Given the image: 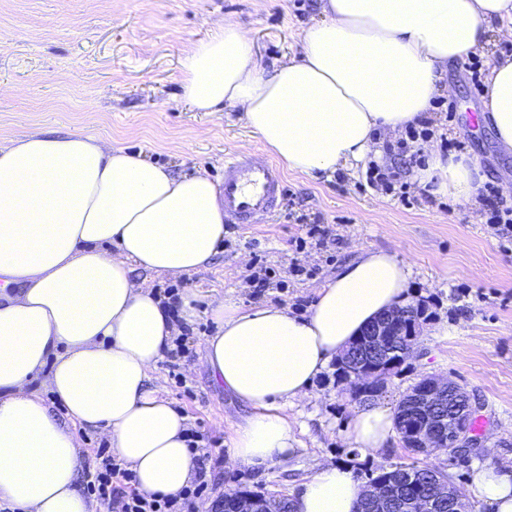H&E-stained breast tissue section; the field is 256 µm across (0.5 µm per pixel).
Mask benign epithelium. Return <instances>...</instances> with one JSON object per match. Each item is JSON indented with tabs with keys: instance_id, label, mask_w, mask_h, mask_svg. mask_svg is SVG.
<instances>
[{
	"instance_id": "obj_1",
	"label": "benign epithelium",
	"mask_w": 512,
	"mask_h": 512,
	"mask_svg": "<svg viewBox=\"0 0 512 512\" xmlns=\"http://www.w3.org/2000/svg\"><path fill=\"white\" fill-rule=\"evenodd\" d=\"M409 317L403 310L394 308L380 315L361 333V339L351 343L343 354L356 356L360 364L346 378L354 382L369 374L385 380L395 365L404 361L410 349L394 343L400 325ZM410 405L416 412V420L400 427L403 444L408 448L430 455L446 449L457 458L467 449L477 445L468 436L467 420L477 406L469 395L455 382L447 378H428L424 385L411 394ZM415 474L407 467H399L389 482L377 481L369 485L365 493L373 502V512H438L448 503V512H466V504L458 487L443 470L434 471L433 491L429 496L398 499L389 485L412 482ZM212 512H269L264 502L257 498L227 494L213 505Z\"/></svg>"
}]
</instances>
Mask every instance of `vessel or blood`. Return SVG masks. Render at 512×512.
I'll return each mask as SVG.
<instances>
[{
    "mask_svg": "<svg viewBox=\"0 0 512 512\" xmlns=\"http://www.w3.org/2000/svg\"><path fill=\"white\" fill-rule=\"evenodd\" d=\"M224 215L237 224H254L283 204L285 184L275 164L248 152L224 158V177L217 183Z\"/></svg>",
    "mask_w": 512,
    "mask_h": 512,
    "instance_id": "vessel-or-blood-1",
    "label": "vessel or blood"
}]
</instances>
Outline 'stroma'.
Wrapping results in <instances>:
<instances>
[{"mask_svg": "<svg viewBox=\"0 0 512 512\" xmlns=\"http://www.w3.org/2000/svg\"><path fill=\"white\" fill-rule=\"evenodd\" d=\"M319 18L318 0H0V84L12 90L0 97V143L81 128L174 173L203 169L220 179L226 153L263 157L267 151L241 112H195L181 100L184 50L231 20L269 71L300 56L302 30ZM444 83L433 128L465 142L462 157L480 166L486 182L512 186V155L499 149L490 118L476 128L467 120L482 96L460 63L449 64ZM284 178L293 211L329 228L330 241L299 248L306 227L283 210L253 226L227 225L207 268L151 278L154 292L174 288L198 296L184 352L166 355L152 386L205 434L206 448L230 449L252 409L217 385L205 365L204 341L215 330L209 300L231 297L246 308L272 302L305 314L316 289L365 250L390 251L410 265L409 302L423 310L419 336L410 357L371 398L354 396L328 366L288 411L296 440L288 456L264 469L241 463L224 469L196 512H210L209 502L229 492L289 497L323 462L350 466L364 484L379 467L427 462L466 493L475 469L512 466V230L496 235L478 202H426V189L408 174L407 205L368 186L362 171L341 169L317 179L288 171ZM263 268L269 286L257 295L250 276ZM426 376L453 379L478 407L484 426L466 461L412 453L397 435L372 457L350 448L344 433L356 409L372 403L397 409Z\"/></svg>", "mask_w": 512, "mask_h": 512, "instance_id": "obj_1", "label": "stroma"}]
</instances>
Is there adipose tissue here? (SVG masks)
<instances>
[{
    "mask_svg": "<svg viewBox=\"0 0 512 512\" xmlns=\"http://www.w3.org/2000/svg\"><path fill=\"white\" fill-rule=\"evenodd\" d=\"M321 15L303 30L300 57L269 75L225 21L184 51L181 99L197 112L240 110L294 173L378 162L381 134L427 122L448 62L485 50L494 22L512 24V0H321ZM483 106L512 154V56L493 59ZM414 179L466 203L484 176L433 148ZM223 239L224 205L205 173L174 175L78 130L0 144V506L87 512L75 487L81 426L108 435L140 492L191 484L186 417L149 383L178 330L147 280L196 273ZM411 279L395 253L367 250L319 287L306 314L211 301L207 367L253 409L234 431L232 462L267 467L292 449L289 408L370 322L405 304ZM394 424L389 408L358 409L345 439L373 455ZM364 490L326 462L291 508L355 512ZM472 491L490 512H512V471L484 466Z\"/></svg>",
    "mask_w": 512,
    "mask_h": 512,
    "instance_id": "obj_1",
    "label": "adipose tissue"
}]
</instances>
